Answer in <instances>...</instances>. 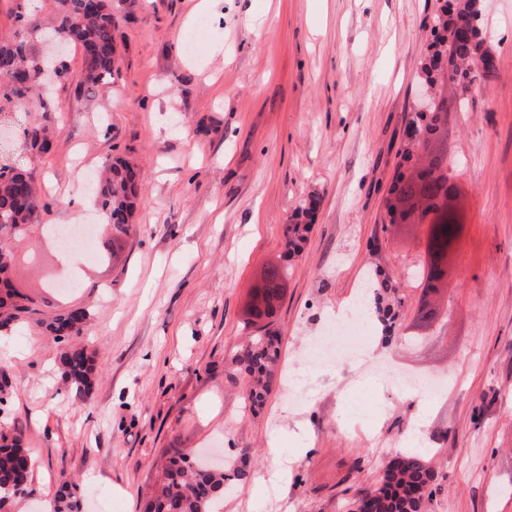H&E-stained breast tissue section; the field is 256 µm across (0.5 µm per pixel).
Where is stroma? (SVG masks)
Returning a JSON list of instances; mask_svg holds the SVG:
<instances>
[{
	"instance_id": "1",
	"label": "stroma",
	"mask_w": 512,
	"mask_h": 512,
	"mask_svg": "<svg viewBox=\"0 0 512 512\" xmlns=\"http://www.w3.org/2000/svg\"><path fill=\"white\" fill-rule=\"evenodd\" d=\"M121 16L111 84L63 59L49 108L0 96V166L32 174L43 207L14 237L15 273L37 314L0 332V429L21 432L33 471L11 512H42L62 481L83 512H143L172 448L215 463L256 458L224 512H352L406 444L436 473L426 512H512V0H484L496 76L461 105L449 95L439 143L463 224L450 273L425 296L407 272L426 259L424 224H392L389 190L415 111L419 64L440 0H112ZM54 132L49 153L24 127ZM120 156L142 172L133 230L117 258L49 249L45 227L100 224L73 213L75 156ZM321 200L303 252L285 220ZM82 258L78 288L52 274ZM288 264L274 327L280 375L262 409L231 360L265 269ZM382 271L398 319L356 328L338 370L301 358L333 311ZM86 309L80 338L99 381L62 378L49 320ZM446 379L419 408L393 377ZM280 480L267 473L277 464ZM23 134L27 149L43 154L50 151L52 143L50 141L49 131L45 126H28L24 129Z\"/></svg>"
}]
</instances>
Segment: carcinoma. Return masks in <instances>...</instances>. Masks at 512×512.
Segmentation results:
<instances>
[{
	"label": "carcinoma",
	"mask_w": 512,
	"mask_h": 512,
	"mask_svg": "<svg viewBox=\"0 0 512 512\" xmlns=\"http://www.w3.org/2000/svg\"><path fill=\"white\" fill-rule=\"evenodd\" d=\"M58 24L56 36L81 49L85 79L93 85H106L118 67L115 32L120 16L112 0H56ZM482 0H444L433 26V41L421 62L420 77L429 86L449 81L459 91L476 81L471 69L480 49L490 50L482 30ZM442 59L449 68H439ZM47 76L38 67L37 57L28 48L26 34L0 40V81L8 87L7 97L29 101L43 90ZM442 121V105L431 101L429 111L417 112L408 127L435 138ZM26 148L46 154L52 143L49 131L41 125L24 129ZM105 176L95 189L96 201L107 217L105 229L117 247L131 231L141 170L120 158L103 161ZM438 191L431 176L425 172L414 178L399 174L393 197L388 201L389 223L403 221L398 205L412 202L416 196H432ZM318 200L310 197L285 226L288 251L296 252L310 230L307 221L317 208ZM40 208L32 179L10 166L0 167V225L9 224L14 233L22 234L33 222ZM14 257L9 246L0 253V329L10 326L23 314L32 312L33 301L13 284ZM287 267L271 266L263 283L257 288L251 310V322L269 318L282 299V280ZM371 307L391 331L394 308L382 305L377 296ZM88 314L81 308L58 315L47 324L55 336L65 341L59 352L65 382L82 396H88L97 380L96 368L86 348L76 341ZM280 357L279 340L266 326L249 336L234 359L249 380L247 400L250 408L261 405L276 381V365ZM251 461L243 456L229 468L217 471L203 466L191 454L175 448L166 459L162 475L145 503V512H220L224 496L244 489L251 478ZM33 469V459L17 432L0 430V512L11 499L22 493ZM434 469L427 454L408 449L397 454L384 467L378 483L384 496L376 500V512H425L433 494ZM54 512H82L81 495L69 482L61 483L55 496Z\"/></svg>",
	"instance_id": "obj_1"
}]
</instances>
